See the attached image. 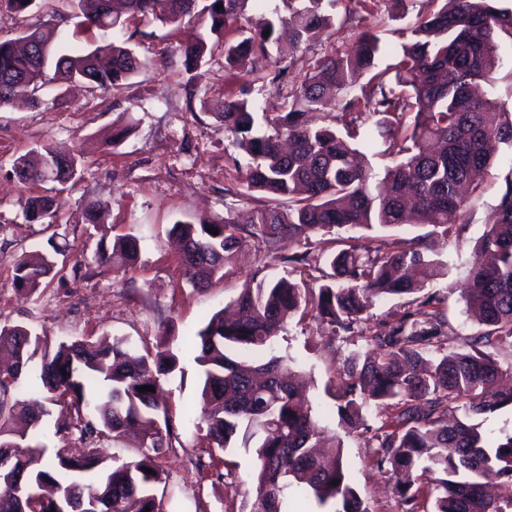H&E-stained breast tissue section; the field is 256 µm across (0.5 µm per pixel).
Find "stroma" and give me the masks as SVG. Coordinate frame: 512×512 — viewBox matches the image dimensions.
I'll use <instances>...</instances> for the list:
<instances>
[{"label":"stroma","instance_id":"obj_1","mask_svg":"<svg viewBox=\"0 0 512 512\" xmlns=\"http://www.w3.org/2000/svg\"><path fill=\"white\" fill-rule=\"evenodd\" d=\"M438 0H325L323 10L333 25L319 39L300 45L287 58L270 53L266 72L289 67L282 85L255 84L259 104L257 129L281 110L291 85L312 73L317 62L355 42L363 30L379 35V67L395 63L405 42V29L418 15L438 9ZM57 24L67 34L66 50L104 44L105 34L76 28L71 0H34L25 12L0 0V41L19 37L27 27ZM130 46L156 66L129 81L118 94L91 96L54 79L42 93L40 106L16 103L0 109V326L26 325L51 343L101 336L128 338L136 348H165L178 357L177 369L162 377L161 396L170 420L169 449L159 465L166 477L162 512H240L253 501L249 479L254 459L236 449L234 469L224 467V454L211 448L198 421L202 400L195 352L188 344L215 311L235 299L254 273L283 275L284 267L256 240H247L221 274L206 288L187 282L181 253L170 234L176 222L232 219L246 223L254 200L238 181L235 152L214 112L224 98L237 96L244 81L224 68V50L186 73L180 58L184 32L160 26L153 18L134 21ZM52 147L77 150L82 179L65 192V204L52 225L27 221L30 197L48 193L49 184L22 186L5 165L31 150ZM512 169V151L501 150L484 179L482 196L473 201L459 237L436 240L435 251L447 261L446 278L434 280L428 292L438 298L450 326L445 350L463 349L478 331L460 297L472 248L487 227L489 214ZM104 207L101 227L84 220L86 200ZM132 234L140 240V256L132 268L100 266L94 251L100 238ZM60 250L57 266L33 294L19 291L14 266L35 249ZM357 335L331 333L313 317L288 320L276 348L294 359L307 381V392L328 435L342 444L343 462L352 486L369 512H401L394 480L376 464L379 411L364 413L367 432L343 427L335 393L345 380L344 361L364 349Z\"/></svg>","mask_w":512,"mask_h":512}]
</instances>
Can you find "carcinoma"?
<instances>
[{
    "label": "carcinoma",
    "mask_w": 512,
    "mask_h": 512,
    "mask_svg": "<svg viewBox=\"0 0 512 512\" xmlns=\"http://www.w3.org/2000/svg\"><path fill=\"white\" fill-rule=\"evenodd\" d=\"M75 2L81 27L118 38L84 54H60L56 28L39 25L22 32L25 47L0 42V108L18 96L42 104V75L50 63L60 80L81 82L93 94L121 90L152 66L128 46V21L148 15L163 27L188 31L182 64L195 70L205 59L207 38L222 40L249 0ZM281 2L288 17L276 7V19L225 44L224 67L244 70L251 83L286 80L287 68L270 77L259 65L277 41L276 24L292 32L288 49L281 50L285 55L325 33L329 18L322 14L323 0ZM408 32L390 71L378 67L381 38L361 32L352 47L304 77L288 96V110L267 121L264 132L254 130L249 91L225 100L215 117L246 159L242 183L257 193L253 221L201 220L171 228L194 286L204 283L202 273L221 272L248 238L278 262L297 264L323 281L314 291L287 276H254L232 302L233 316L217 311L196 333L200 420L208 444L223 452L243 448L256 459V497L242 512H283L288 491L302 485L320 512H367L347 479L341 443L325 455L312 452L325 427L297 400L299 387L288 377L292 359L272 350L285 319L298 312L350 331L376 302L391 298L403 300L404 311L365 337L368 350L349 356V379L336 395L341 424L359 430L368 406L388 411L383 433L375 436L377 465L391 472L404 512H417L425 493L434 497V512H512V435L491 444L480 431L481 419L512 405V387L499 386L497 358L503 345L512 346V168L461 289L482 325L467 348L443 350L448 317L434 306L437 297L423 294L431 281L448 275L427 238L457 235L468 202L462 189L483 190L492 146L512 149V113L474 92L498 80V47L512 40V9L499 0H443ZM333 99L345 101L333 123L308 124L306 115L323 111ZM369 123L392 157L381 172L352 144L358 127ZM11 169L25 171L28 184L51 182L63 191L81 178L79 156L59 157L48 147L35 160L17 157ZM61 207L57 194L37 196L26 216L38 221ZM405 224L434 230L412 238L394 233ZM359 229L390 235L364 254L351 244V233ZM332 234L338 249L323 266L308 252L280 253L285 242ZM138 256L139 239L127 234L110 246L99 241L96 263L132 267ZM55 264L49 253L23 257L15 267L16 287L35 292ZM0 356L11 359L0 367V448L13 453L22 480L20 492L0 483V512H70L74 500L83 501L87 512H161L156 491L165 477L158 460L169 447L171 427L158 392L139 388L158 387L157 376L176 369L175 354L138 355L124 337L53 346L31 328L15 325L0 327ZM33 361L38 385L33 396L22 398L21 374ZM50 419L55 434H79L87 452L59 453L51 464L41 463L45 446L39 437ZM130 432L141 438L138 457L107 464L101 444L118 443Z\"/></svg>",
    "instance_id": "cac0c4a2"
}]
</instances>
